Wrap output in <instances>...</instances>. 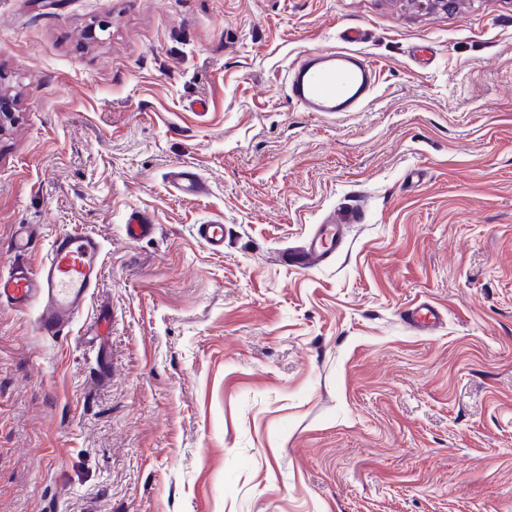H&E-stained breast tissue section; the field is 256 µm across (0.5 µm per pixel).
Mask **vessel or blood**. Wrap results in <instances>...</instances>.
<instances>
[{
    "label": "vessel or blood",
    "mask_w": 512,
    "mask_h": 512,
    "mask_svg": "<svg viewBox=\"0 0 512 512\" xmlns=\"http://www.w3.org/2000/svg\"><path fill=\"white\" fill-rule=\"evenodd\" d=\"M377 70L360 52L348 47L309 51L289 63L284 84L289 101L305 112H359L372 101ZM171 186L189 198L206 191L193 167H175ZM197 237L214 252L224 250V224L215 218L196 227ZM342 243L339 220L320 224L303 249L285 253L288 267L306 271L328 262ZM103 247L82 231L55 238L35 271L19 269L0 274V305L16 309L38 304V330L45 336L62 335L73 317L85 307L98 286ZM437 307L421 304L408 309L406 319L416 330L430 331L441 323Z\"/></svg>",
    "instance_id": "vessel-or-blood-1"
}]
</instances>
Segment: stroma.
<instances>
[{
  "mask_svg": "<svg viewBox=\"0 0 512 512\" xmlns=\"http://www.w3.org/2000/svg\"><path fill=\"white\" fill-rule=\"evenodd\" d=\"M348 28L374 101L301 111L285 67ZM0 89V272L21 225L103 245L65 336L0 306V512H512V0H0ZM170 185L181 195L199 197L206 191L202 177L191 166H177L170 172ZM197 237L213 252L224 251V224L219 218L196 225ZM341 224L336 218L325 220L303 249L285 253L282 259L288 267L302 271L328 262L341 246ZM443 313L430 304H421L406 311L408 323L416 330L431 331L442 322Z\"/></svg>",
  "mask_w": 512,
  "mask_h": 512,
  "instance_id": "stroma-1",
  "label": "stroma"
}]
</instances>
